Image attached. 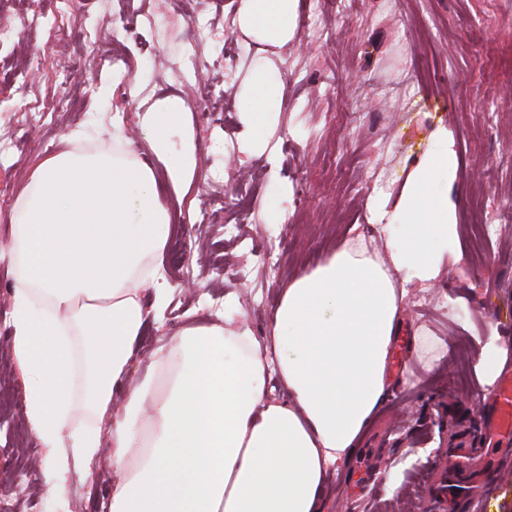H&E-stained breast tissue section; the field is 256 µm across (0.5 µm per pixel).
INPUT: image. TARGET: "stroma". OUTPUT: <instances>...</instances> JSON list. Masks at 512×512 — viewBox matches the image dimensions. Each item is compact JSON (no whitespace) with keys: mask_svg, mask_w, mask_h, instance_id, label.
I'll return each instance as SVG.
<instances>
[{"mask_svg":"<svg viewBox=\"0 0 512 512\" xmlns=\"http://www.w3.org/2000/svg\"><path fill=\"white\" fill-rule=\"evenodd\" d=\"M239 0H25L45 17L19 30L0 51V74L19 70L10 84V110L0 111V138L19 148L0 179V247L8 217L31 173L59 151L65 136L86 126L90 145H108L120 113L132 147L157 164L140 119L160 98L183 100L197 148L195 177L180 190L179 232L165 252L174 288L161 323L151 325L131 364L142 376L154 349L186 323L209 318L235 293L255 336L269 332L277 294L290 279L323 260L337 242L382 240L368 210L383 176L415 152L436 120H444L461 156L459 197L462 264H446L439 280L409 286L402 336L425 329L439 358L426 368L401 352L391 390L364 435L350 467L332 471L323 512H461L439 505L429 491L448 463V417L474 427L483 406L471 392L492 389L481 346L512 361V234L475 240L478 224L512 223V0H302L295 39L265 47L285 84L279 124L263 154L241 151L244 123L239 86L251 50L234 25ZM222 17L226 36L194 41L187 18ZM136 23L139 36L117 35ZM66 37H56L57 29ZM138 75L136 89L102 94L117 66ZM195 76L174 85L171 73L187 53ZM222 90L219 122L204 121V88ZM68 113L52 112L60 96ZM233 151H225V141ZM287 205V223L265 215ZM212 222L200 223L201 212ZM276 241L279 263L269 271L256 254ZM15 282L0 259V483L14 491L1 502L14 512H56L43 488L48 455L25 424V381L10 344ZM486 472L492 492L478 512H512V448L499 449ZM93 478L70 475L63 512H109L115 472L109 450L86 462Z\"/></svg>","mask_w":512,"mask_h":512,"instance_id":"35a3bbf8","label":"stroma"}]
</instances>
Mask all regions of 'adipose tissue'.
Wrapping results in <instances>:
<instances>
[{
  "mask_svg": "<svg viewBox=\"0 0 512 512\" xmlns=\"http://www.w3.org/2000/svg\"><path fill=\"white\" fill-rule=\"evenodd\" d=\"M299 16L300 0H241L236 24L284 46ZM284 89L267 57L250 60L239 90L244 150L266 151ZM142 127L163 171L141 161L117 118L111 150L48 157L9 217L12 349L28 428L49 450L47 490L106 442L119 475L110 512H320L327 468L351 459L390 390L408 285L432 284L446 260L463 259L448 126L431 129L373 204L382 249L351 238L296 275L262 339L226 296L217 320L183 326L132 382L135 345L172 290L162 265L176 230L169 192L197 168L181 99L157 101ZM274 374L287 400L270 397ZM107 416L104 434L96 422ZM79 417L94 427L73 429Z\"/></svg>",
  "mask_w": 512,
  "mask_h": 512,
  "instance_id": "1",
  "label": "adipose tissue"
}]
</instances>
